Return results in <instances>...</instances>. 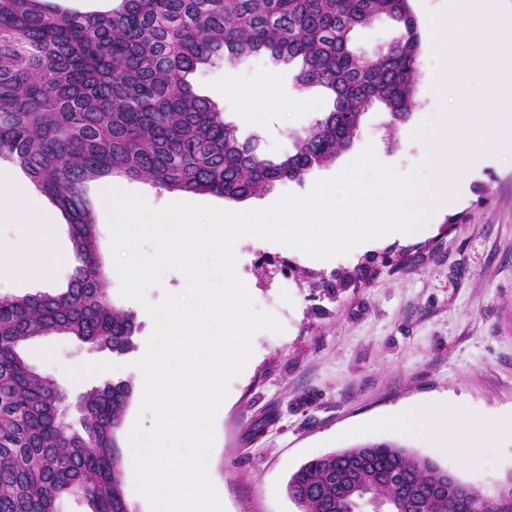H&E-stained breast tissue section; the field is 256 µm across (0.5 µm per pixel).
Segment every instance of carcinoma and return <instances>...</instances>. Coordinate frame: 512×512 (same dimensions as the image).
I'll return each mask as SVG.
<instances>
[{
  "instance_id": "carcinoma-1",
  "label": "carcinoma",
  "mask_w": 512,
  "mask_h": 512,
  "mask_svg": "<svg viewBox=\"0 0 512 512\" xmlns=\"http://www.w3.org/2000/svg\"><path fill=\"white\" fill-rule=\"evenodd\" d=\"M80 13L55 0H0V160L19 167L63 212L77 265L66 287L0 295V512H58L77 494L89 512H130L117 433L129 381L80 396L81 429L64 420L66 395L20 353L64 333L127 354L134 312L107 293L90 183L138 178L166 191L244 199L302 182L349 150L365 111L395 127L416 107L421 34L411 0H110ZM391 21L382 51L354 46L359 28ZM301 60L298 89L319 86L329 111L269 157L241 139L189 77L218 62ZM299 512H512V475L493 491L460 480L404 446L375 442L302 465L289 479Z\"/></svg>"
}]
</instances>
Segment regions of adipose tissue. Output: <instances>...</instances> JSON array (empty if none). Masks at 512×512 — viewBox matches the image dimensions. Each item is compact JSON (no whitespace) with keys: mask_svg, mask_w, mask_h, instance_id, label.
Returning <instances> with one entry per match:
<instances>
[{"mask_svg":"<svg viewBox=\"0 0 512 512\" xmlns=\"http://www.w3.org/2000/svg\"><path fill=\"white\" fill-rule=\"evenodd\" d=\"M38 210V201L27 184H0V223L23 227L19 241L0 249V270L33 283L48 281L55 274V266L47 260L44 249L54 235V227L37 221ZM391 420L421 428L429 443L441 450L466 447L467 460L478 464L487 461L483 447L499 434L512 432V419L490 424L444 402L406 408L392 415Z\"/></svg>","mask_w":512,"mask_h":512,"instance_id":"1","label":"adipose tissue"}]
</instances>
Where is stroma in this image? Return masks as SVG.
Here are the masks:
<instances>
[{
    "instance_id": "obj_1",
    "label": "stroma",
    "mask_w": 512,
    "mask_h": 512,
    "mask_svg": "<svg viewBox=\"0 0 512 512\" xmlns=\"http://www.w3.org/2000/svg\"><path fill=\"white\" fill-rule=\"evenodd\" d=\"M266 69L275 76L281 108L251 107L240 95ZM298 69L295 62L259 60L231 71L218 64L198 70L191 83L241 136H255L278 157L291 151L294 133L330 106L321 88H296ZM415 100L408 122L387 126L386 115L370 109L353 147L334 162L303 182L240 201L167 192L135 179L121 185L156 208L187 201L239 211L286 193L307 195L317 180L337 175L369 145L383 162L405 171L424 157L411 131L439 109L429 73H421ZM234 252L236 274L256 308L272 314L283 331L254 334L252 355L216 419L209 473L225 512H298L286 491L290 476L313 457L366 442L404 445L486 490L512 474L510 436L487 448L488 465L472 467L463 451L440 452L418 431L370 425L395 410L443 400L477 416L512 414V154L491 156L474 169L455 203L434 213L422 233L330 259L247 236ZM364 265L366 277L335 299L313 286ZM107 291L116 307L137 316L134 351H100L65 334L38 336L23 347L30 366L66 393V422L74 428L80 394L107 379L135 380L134 362L154 329L138 303L120 296L118 279L109 278ZM92 362L112 369L90 378L74 374L75 366Z\"/></svg>"
}]
</instances>
